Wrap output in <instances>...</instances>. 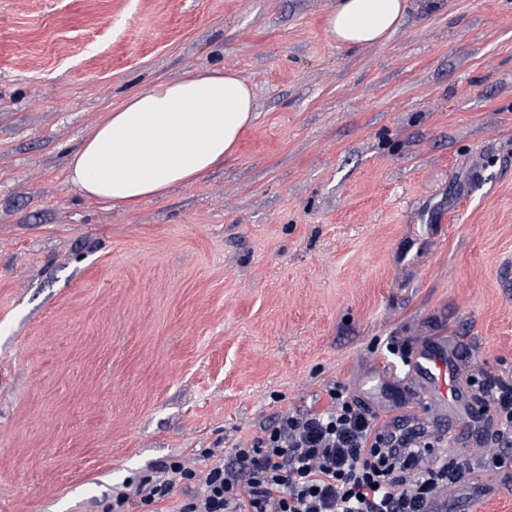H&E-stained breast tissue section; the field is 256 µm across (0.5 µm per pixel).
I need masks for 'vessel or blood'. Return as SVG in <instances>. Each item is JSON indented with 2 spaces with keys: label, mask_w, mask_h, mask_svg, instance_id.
I'll list each match as a JSON object with an SVG mask.
<instances>
[{
  "label": "vessel or blood",
  "mask_w": 512,
  "mask_h": 512,
  "mask_svg": "<svg viewBox=\"0 0 512 512\" xmlns=\"http://www.w3.org/2000/svg\"><path fill=\"white\" fill-rule=\"evenodd\" d=\"M416 398L402 419L428 422L430 415L448 418L449 450L477 448L484 444V429L492 417L491 406L477 399L462 385L459 365L443 338L418 346L412 353L404 378Z\"/></svg>",
  "instance_id": "1"
}]
</instances>
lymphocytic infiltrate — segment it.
Returning a JSON list of instances; mask_svg holds the SVG:
<instances>
[{"label":"lymphocytic infiltrate","instance_id":"1","mask_svg":"<svg viewBox=\"0 0 512 512\" xmlns=\"http://www.w3.org/2000/svg\"><path fill=\"white\" fill-rule=\"evenodd\" d=\"M491 402L499 454L479 463L439 454L444 435L435 423L379 421L346 387L328 390L321 410L281 411L275 421L233 448H208L209 466L198 473L186 460L156 464L108 504L125 512H158L177 483L194 488L178 512H426L432 498L475 471L495 473L512 448V383L470 375Z\"/></svg>","mask_w":512,"mask_h":512}]
</instances>
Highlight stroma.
I'll list each match as a JSON object with an SVG mask.
<instances>
[{"instance_id":"obj_1","label":"stroma","mask_w":512,"mask_h":512,"mask_svg":"<svg viewBox=\"0 0 512 512\" xmlns=\"http://www.w3.org/2000/svg\"><path fill=\"white\" fill-rule=\"evenodd\" d=\"M336 0H0V512H103L447 337L512 381V0H409L338 47ZM239 74L237 153L135 209L69 155L129 95ZM497 492L452 512H512Z\"/></svg>"}]
</instances>
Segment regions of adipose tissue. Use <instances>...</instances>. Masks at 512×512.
Segmentation results:
<instances>
[{
    "instance_id": "1",
    "label": "adipose tissue",
    "mask_w": 512,
    "mask_h": 512,
    "mask_svg": "<svg viewBox=\"0 0 512 512\" xmlns=\"http://www.w3.org/2000/svg\"><path fill=\"white\" fill-rule=\"evenodd\" d=\"M407 9V0H336L325 28L344 48L382 43ZM256 110L250 87L231 70L157 83L127 97L92 129L69 159V179L83 196L123 208L162 197L233 156Z\"/></svg>"
}]
</instances>
